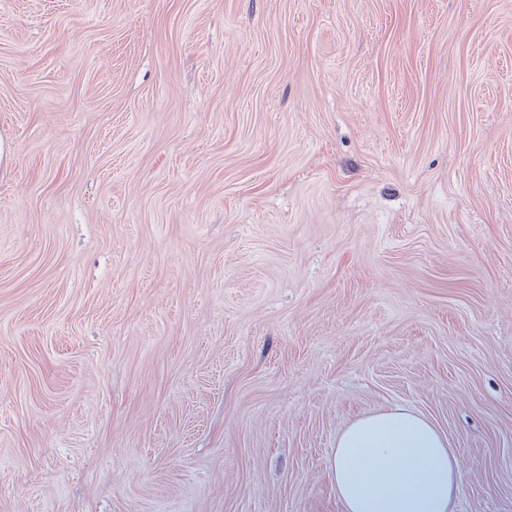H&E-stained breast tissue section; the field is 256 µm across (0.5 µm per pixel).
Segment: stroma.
<instances>
[{
    "label": "stroma",
    "mask_w": 512,
    "mask_h": 512,
    "mask_svg": "<svg viewBox=\"0 0 512 512\" xmlns=\"http://www.w3.org/2000/svg\"><path fill=\"white\" fill-rule=\"evenodd\" d=\"M0 142V512H512V0H0ZM330 470L344 512H453L462 476L446 438L404 408L353 421Z\"/></svg>",
    "instance_id": "1"
}]
</instances>
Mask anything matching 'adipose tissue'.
Masks as SVG:
<instances>
[{
    "mask_svg": "<svg viewBox=\"0 0 512 512\" xmlns=\"http://www.w3.org/2000/svg\"><path fill=\"white\" fill-rule=\"evenodd\" d=\"M330 470L344 512H453L462 476L446 438L403 408L353 421Z\"/></svg>",
    "mask_w": 512,
    "mask_h": 512,
    "instance_id": "obj_1",
    "label": "adipose tissue"
}]
</instances>
